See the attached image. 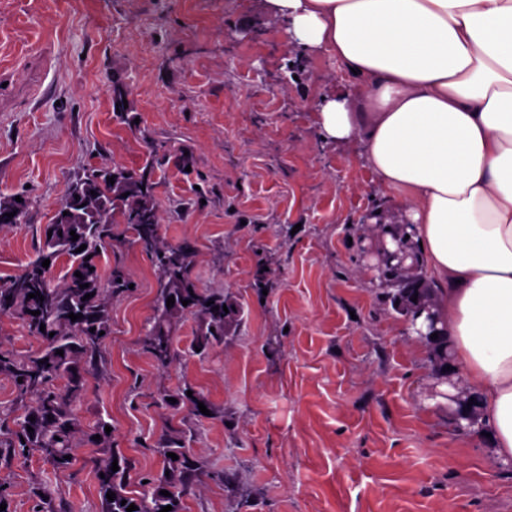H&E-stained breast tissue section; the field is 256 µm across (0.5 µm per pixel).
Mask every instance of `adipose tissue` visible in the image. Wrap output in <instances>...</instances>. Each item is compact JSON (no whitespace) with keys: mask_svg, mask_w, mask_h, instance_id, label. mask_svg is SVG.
Here are the masks:
<instances>
[{"mask_svg":"<svg viewBox=\"0 0 512 512\" xmlns=\"http://www.w3.org/2000/svg\"><path fill=\"white\" fill-rule=\"evenodd\" d=\"M293 42L355 70L325 140L400 196L494 461H512V0H267Z\"/></svg>","mask_w":512,"mask_h":512,"instance_id":"obj_1","label":"adipose tissue"}]
</instances>
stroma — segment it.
Segmentation results:
<instances>
[{"mask_svg": "<svg viewBox=\"0 0 512 512\" xmlns=\"http://www.w3.org/2000/svg\"><path fill=\"white\" fill-rule=\"evenodd\" d=\"M354 88L265 0H0V200L30 204L27 223L0 227V277L36 257L85 167L149 162L160 244L192 242L193 278L241 310L201 356L189 351L199 320L184 314L177 359L158 367L145 346L151 257L128 236L102 254V275L121 268L131 288L111 301L105 368L77 414L111 423L129 491L145 493L159 439L178 431L203 464L182 512H512V468L452 430L451 404L429 395L428 349L361 253L360 228L403 211L354 148L322 136L317 102ZM183 384L208 415L158 404ZM73 454L66 471L35 451L0 465L10 512L46 499L100 512V452Z\"/></svg>", "mask_w": 512, "mask_h": 512, "instance_id": "35a3bbf8", "label": "stroma"}]
</instances>
